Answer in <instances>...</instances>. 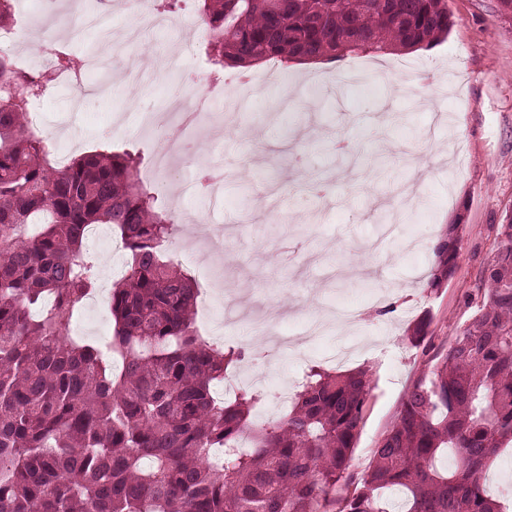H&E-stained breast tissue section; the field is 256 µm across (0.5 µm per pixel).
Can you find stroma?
Here are the masks:
<instances>
[{
  "label": "stroma",
  "instance_id": "obj_1",
  "mask_svg": "<svg viewBox=\"0 0 512 512\" xmlns=\"http://www.w3.org/2000/svg\"><path fill=\"white\" fill-rule=\"evenodd\" d=\"M447 4L453 25L431 47L292 63L276 84L225 92L222 129L186 139L171 123V166L157 181L178 221L168 252L210 284L197 323L222 342L260 347L253 323L226 321L232 298L244 311L262 304L273 329L296 339L292 354L248 359L245 368L272 389L293 388L315 363L367 369L355 473L369 467L427 361L473 316L498 226L512 215V12L499 0ZM193 38L172 25L121 49L147 66L178 53L175 71L114 80L103 95L49 88L41 121L57 151L72 159L107 144L153 161L157 137L140 115L166 113L188 75L208 72ZM214 157L229 174L222 206L198 192L174 200L179 182ZM201 223L232 229L208 263L209 241L192 235ZM449 224L461 225V248L452 274L432 289L433 244ZM349 304L362 309L360 321L331 315ZM313 316L327 317L330 329L310 344L303 328ZM420 319L428 328L416 347L408 336ZM112 329L104 303L83 305L71 322L78 339L101 341Z\"/></svg>",
  "mask_w": 512,
  "mask_h": 512
}]
</instances>
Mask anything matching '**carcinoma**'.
I'll use <instances>...</instances> for the list:
<instances>
[{
    "label": "carcinoma",
    "instance_id": "obj_1",
    "mask_svg": "<svg viewBox=\"0 0 512 512\" xmlns=\"http://www.w3.org/2000/svg\"><path fill=\"white\" fill-rule=\"evenodd\" d=\"M201 11L218 69L430 47L452 26L447 0H201ZM50 82L0 52V512H505L483 473L512 441L511 216L476 313L408 388L356 478L367 370L309 367L285 416L260 426L252 391L215 397L247 348L198 335L197 288L165 249L176 216L141 157L103 149L56 166L27 112ZM92 224L128 257L102 343L70 335L98 290ZM460 244L448 225L430 287ZM340 483L354 489L338 501Z\"/></svg>",
    "mask_w": 512,
    "mask_h": 512
}]
</instances>
